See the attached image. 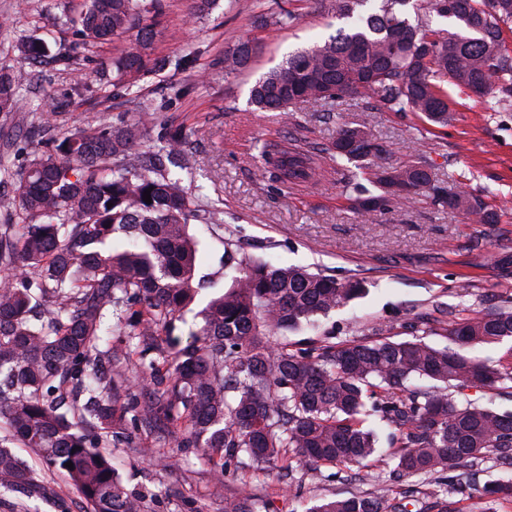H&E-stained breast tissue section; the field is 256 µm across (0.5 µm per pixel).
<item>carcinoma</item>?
I'll return each instance as SVG.
<instances>
[{"mask_svg":"<svg viewBox=\"0 0 512 512\" xmlns=\"http://www.w3.org/2000/svg\"><path fill=\"white\" fill-rule=\"evenodd\" d=\"M164 0H88L74 21L64 59L81 48L131 35L112 64L113 85L142 71ZM343 25L321 45L300 49L262 75L250 90L258 109L281 111L298 102L343 96L375 98L380 109L448 122L444 83L492 95L494 110L512 108V53L502 26L512 23V0H333ZM448 21L432 28L420 11ZM417 19H412V16ZM18 50L26 61L48 51L31 35ZM251 47L224 58V70L244 67ZM18 72L0 69V114L21 108ZM136 122L75 130L32 152L23 169L0 159V178L14 182L20 224L0 225V267L19 272L0 282V476L4 488L35 485L13 448H29L66 473L89 512H146L126 489L105 449L127 430V414L156 440L175 434L195 448L216 478L243 459L281 470L293 462L366 469L384 452L371 421L389 434L394 472L429 475L434 486L425 512H456L464 494L451 471L463 459L489 453L512 468V413L457 396L469 388L512 395V372L468 352L512 338V308L448 321V345L412 340L324 342L298 349L284 333L314 322L362 294L359 280L339 282L301 267L242 260L238 276L201 312L190 341L169 351L180 313L208 287L198 275V241L189 221H216L194 211L168 165L188 162L182 128L161 126L162 146L137 153ZM357 169H368L380 194L352 178L358 208L370 213L392 199L430 187L426 165L393 166L365 126L339 131L331 148ZM272 178L298 185L322 169L321 151L296 136L263 146ZM151 189L152 203L143 200ZM437 200L462 208L483 224L492 213L468 195ZM144 302L135 310L132 303ZM125 339L111 342L106 315ZM155 376L147 400H137L129 366ZM426 380L429 385H417ZM73 463L68 468L65 463ZM385 483L367 497L322 500L305 512H412ZM492 500L512 497V482L478 490ZM266 502L234 496L224 512H262Z\"/></svg>","mask_w":512,"mask_h":512,"instance_id":"obj_1","label":"carcinoma"}]
</instances>
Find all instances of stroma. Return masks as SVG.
Instances as JSON below:
<instances>
[{"label": "stroma", "instance_id": "stroma-1", "mask_svg": "<svg viewBox=\"0 0 512 512\" xmlns=\"http://www.w3.org/2000/svg\"><path fill=\"white\" fill-rule=\"evenodd\" d=\"M288 0H213L196 12L194 0H167L156 20L149 63L130 87L112 83V61L120 38L88 48L64 62L57 53L70 40L63 20L78 16L86 0H0V68L24 69L27 104L0 115V157L22 168L44 134L117 125L135 119L139 104L159 120L183 127L192 152L187 168H171L190 196L206 195L220 211L213 224L191 222L199 242L198 271L212 288L202 291L174 332L187 341L188 326L207 301L231 283L224 254L321 269L337 280L358 279L364 293L345 302L313 328L290 332L293 344L334 341L410 340L413 327L428 320L429 343L443 346L449 310L467 317L512 305V276L497 260L512 254V110H487L486 98L448 85L450 118L432 124L412 112H380L349 97L303 103L283 112H264L249 101L255 81L289 52L325 40L337 21L330 0H297L300 22L260 27L257 13H278ZM35 34L49 45L40 62L25 64L17 45ZM249 43L248 64L224 72V57ZM368 127L392 163H425L433 183L466 191L496 213L493 224L473 222L460 210L435 202L431 192L394 201L367 215L349 199L345 162L326 161L315 182L283 187L259 169L263 142L297 133L325 148L341 127ZM137 429L112 448V462L125 485L143 496L147 512H224L235 493L270 498L278 512H303L321 499L367 496L373 475L330 467L294 466L287 477L252 466L227 470L215 480L193 449L174 437L144 455ZM21 456L35 472L42 495L18 489L0 497V512H87L68 478L46 466L29 449Z\"/></svg>", "mask_w": 512, "mask_h": 512}]
</instances>
